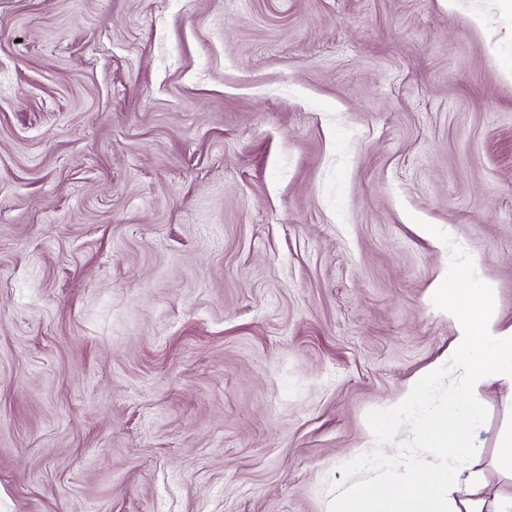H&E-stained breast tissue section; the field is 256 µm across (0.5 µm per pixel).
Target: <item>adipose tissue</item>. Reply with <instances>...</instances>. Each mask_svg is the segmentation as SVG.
<instances>
[{"instance_id": "adipose-tissue-1", "label": "adipose tissue", "mask_w": 512, "mask_h": 512, "mask_svg": "<svg viewBox=\"0 0 512 512\" xmlns=\"http://www.w3.org/2000/svg\"><path fill=\"white\" fill-rule=\"evenodd\" d=\"M456 335L452 358L470 382L512 379V325L498 324L487 288L460 272L434 285ZM485 417L483 404L460 391L447 407L422 417L419 435L438 462L426 469L393 457L383 478L349 486L336 495L332 512H512V493L486 498L485 480L469 451Z\"/></svg>"}]
</instances>
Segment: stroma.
I'll use <instances>...</instances> for the list:
<instances>
[{
    "label": "stroma",
    "mask_w": 512,
    "mask_h": 512,
    "mask_svg": "<svg viewBox=\"0 0 512 512\" xmlns=\"http://www.w3.org/2000/svg\"><path fill=\"white\" fill-rule=\"evenodd\" d=\"M431 225L432 234L420 232ZM512 324V0H0V512H330ZM488 493L512 381L472 387ZM434 291L456 332L452 358L467 379L477 384L512 380V325L498 324L488 289L459 272L438 280ZM430 382V375H424L411 383L400 395L394 405L395 410L407 407H422Z\"/></svg>",
    "instance_id": "obj_1"
}]
</instances>
